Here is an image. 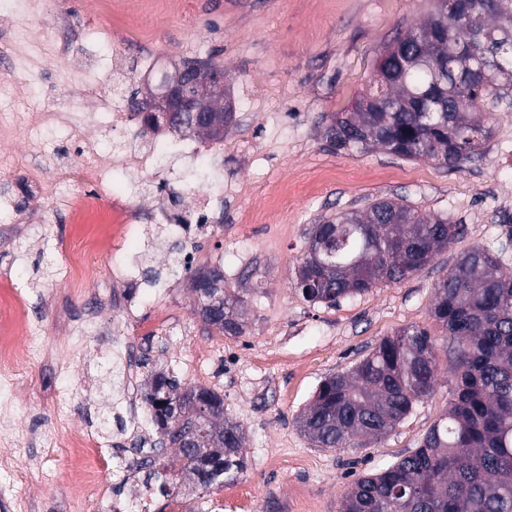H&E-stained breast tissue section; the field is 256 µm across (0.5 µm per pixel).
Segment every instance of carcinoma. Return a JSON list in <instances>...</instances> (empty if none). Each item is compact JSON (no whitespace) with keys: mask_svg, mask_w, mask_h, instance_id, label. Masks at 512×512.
<instances>
[{"mask_svg":"<svg viewBox=\"0 0 512 512\" xmlns=\"http://www.w3.org/2000/svg\"><path fill=\"white\" fill-rule=\"evenodd\" d=\"M424 23L407 30L381 55L375 90L359 96L350 112H334L324 138L336 151L380 147L406 158H430L457 167L480 154L490 130L478 114L485 97L512 87V0H431ZM466 25H459V18ZM203 112L170 118L176 132L198 130L224 139L233 119L226 90L201 87ZM463 229L446 218H425L392 199L340 213L315 225L307 243L329 244V264L308 256L296 267V288L313 304L332 307L377 284H398L434 261ZM205 321L216 330L242 333L244 300L224 288L219 266L192 274ZM430 317L439 334L410 325L380 340L353 369L318 387L298 417L300 431L318 448H346L357 437L378 440L394 429L439 383V353L454 370L446 412L419 446L394 464L358 478L340 512H512V266L502 255L475 246L434 285ZM164 383L176 396L201 394L224 407V396L154 375L143 402L172 443L203 429L198 445L179 449L181 479L164 475V496L204 491L236 481L248 467L240 425L188 400L180 428L164 416L154 394ZM213 466L202 473L196 457Z\"/></svg>","mask_w":512,"mask_h":512,"instance_id":"cac0c4a2","label":"carcinoma"}]
</instances>
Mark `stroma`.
Listing matches in <instances>:
<instances>
[{"label": "stroma", "instance_id": "obj_1", "mask_svg": "<svg viewBox=\"0 0 512 512\" xmlns=\"http://www.w3.org/2000/svg\"><path fill=\"white\" fill-rule=\"evenodd\" d=\"M46 2L37 23L50 52L29 74L31 98L23 113L69 106L90 127L92 106L75 78L85 67L100 70V93L123 101L157 81L160 66L213 55L223 63L234 120L213 169L246 182L249 191L211 212L195 265L222 266L225 287L243 296L249 315L238 336L207 324L189 280L175 267L184 256L182 242L154 232L150 243L124 248L121 257L157 275L163 300L144 296L139 306L149 321L173 320L174 331L137 353V373L127 378L112 340H134L141 331L126 320L120 301H100V276L113 257H101L83 293L70 294L61 245L72 226L46 199L57 167L77 169L86 159L64 144L60 129H43L58 149L45 160L42 184H33L22 143L28 131L20 129L7 149L11 166L0 168V198L20 206L16 214L0 209V275L25 292L22 318L38 326L36 340L45 349L18 384L15 415L22 426L11 447L26 474L31 512H69L70 465L54 441L86 430L127 445L131 432L114 423L118 399L126 383L141 393L157 373L218 391L225 415L245 434L246 473L236 484L185 496L188 512H338L355 479L418 447L446 411L452 365L441 360L435 393L377 442L360 438L341 450L318 448L297 419L321 381L351 370L383 337L410 325L431 326L434 284L461 253L479 245L512 259V194L502 192L512 187V89L488 97L492 134L481 155L460 167L380 148L337 152L323 137L331 113L351 108L369 89L381 52L426 19L428 0H162L148 18L142 0H116L111 18L82 15L75 0ZM87 26L96 37H83ZM115 37L124 47L116 70L108 60ZM147 52L156 71L143 69ZM276 116L287 122L291 143L270 160L263 130ZM284 180L288 199L279 204ZM381 199L448 218L464 233L401 283L377 285L333 307L304 301L294 287L295 268L314 226ZM85 320L96 327L84 344L60 348L63 336Z\"/></svg>", "mask_w": 512, "mask_h": 512}]
</instances>
